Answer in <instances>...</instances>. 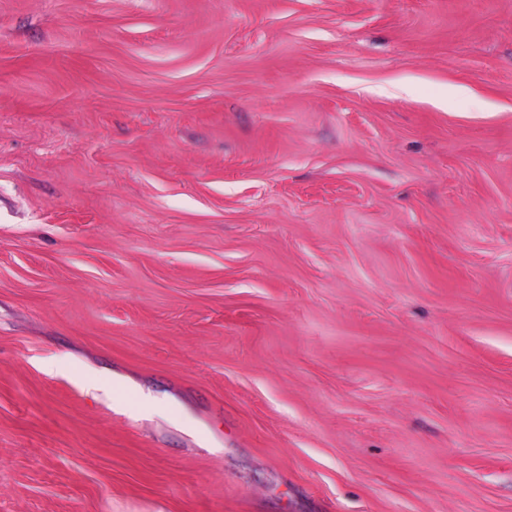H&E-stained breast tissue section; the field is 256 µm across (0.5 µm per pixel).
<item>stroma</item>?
<instances>
[{"label":"stroma","mask_w":512,"mask_h":512,"mask_svg":"<svg viewBox=\"0 0 512 512\" xmlns=\"http://www.w3.org/2000/svg\"><path fill=\"white\" fill-rule=\"evenodd\" d=\"M0 512H512V0H0Z\"/></svg>","instance_id":"1"}]
</instances>
